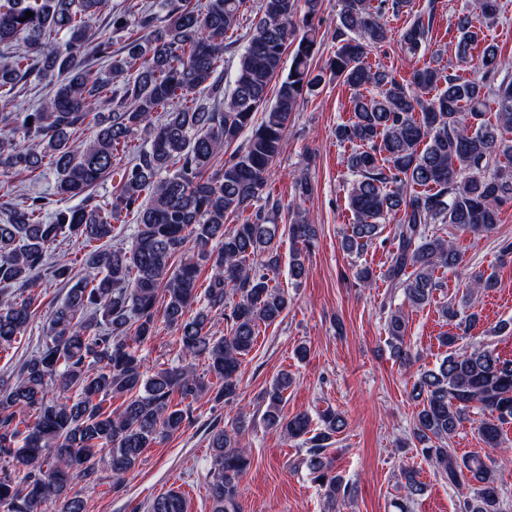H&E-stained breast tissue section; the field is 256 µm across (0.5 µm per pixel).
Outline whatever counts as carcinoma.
<instances>
[{"label": "carcinoma", "instance_id": "obj_1", "mask_svg": "<svg viewBox=\"0 0 512 512\" xmlns=\"http://www.w3.org/2000/svg\"><path fill=\"white\" fill-rule=\"evenodd\" d=\"M319 2L260 0L227 90L224 40L239 30L246 0H159L162 21L151 4L113 13L107 27L133 32L118 53L98 34L106 0H0V46L9 49L0 55V93L33 74L49 88L23 119L0 113V167L29 175L48 168L55 195L81 198L64 209L46 196L0 203V351L12 347L34 316L32 299L10 289L34 287L46 270L72 283L17 376L0 377L3 512H85L74 487L98 466L118 485L144 449L185 428L193 404L211 392L216 401L235 399L260 325L288 311V293L273 284L277 238L286 233L308 248L317 237L315 225L302 219L278 224V205L266 187L298 103L325 77L354 90L353 115L335 130L338 141L354 145L346 164L353 222L344 250L363 252L381 225L394 223L384 277L412 306L424 307L440 287L435 272L459 264L454 242L435 225L478 236L496 229L501 207L512 201V60L481 34L504 4L476 0L474 10L456 17L457 56L478 72L467 79L429 63L403 78L367 62L391 38L386 9L413 14V0H338L337 49L328 73H314ZM432 16L413 14L400 29L405 55L429 53ZM290 44L289 73L271 102L268 88L282 73ZM120 77L125 92L111 100L109 80ZM258 112L262 121L254 126ZM84 128L92 130L86 139L78 135ZM128 152L111 202L91 203V190ZM130 215V242L112 243L115 224ZM67 240L84 250L76 281L69 264L48 265ZM205 266L210 278L201 293ZM161 294L163 323L178 332L188 363L150 372L130 342L156 336ZM212 311L226 314V335L210 333ZM442 312L457 332L441 337L446 355L438 367L417 372L410 396L421 408L410 436L437 474L466 490L464 512H501L493 466L480 456L458 457L448 438L475 412L484 443L502 448L503 426L512 423V359L460 345L471 338L475 314L463 315L451 303ZM386 331L392 356L412 366L405 315L390 313ZM196 359L205 360L201 374ZM292 382L284 373L264 393L261 421L306 445L311 480L327 512H336L354 492L328 456L345 419L329 407L315 419L284 414ZM114 398L123 402L104 406ZM18 407L31 410L32 420L16 419ZM245 427L241 418L210 438L213 512H242L240 478L251 463L241 441ZM403 477L410 500L421 483L413 468H404ZM148 512H186V501L168 491Z\"/></svg>", "mask_w": 512, "mask_h": 512}]
</instances>
